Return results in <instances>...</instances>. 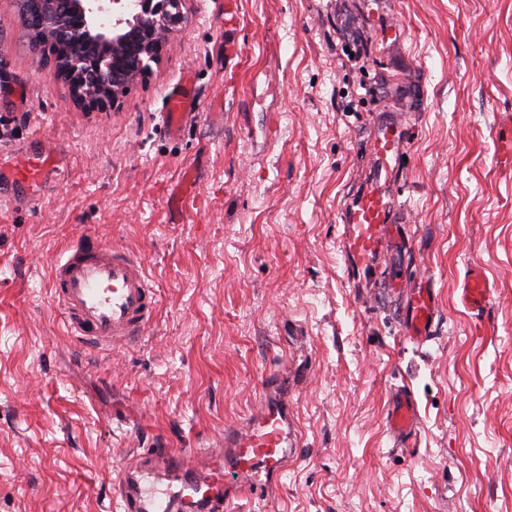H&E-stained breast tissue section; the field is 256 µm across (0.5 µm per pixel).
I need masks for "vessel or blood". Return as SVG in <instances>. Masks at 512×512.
Wrapping results in <instances>:
<instances>
[{
	"label": "vessel or blood",
	"mask_w": 512,
	"mask_h": 512,
	"mask_svg": "<svg viewBox=\"0 0 512 512\" xmlns=\"http://www.w3.org/2000/svg\"><path fill=\"white\" fill-rule=\"evenodd\" d=\"M198 104L197 89L183 82L165 101L170 134L181 131ZM406 126L390 115L377 118L370 135L372 171L350 199L340 236L348 262L368 270L389 250L409 251L402 229L406 209L400 202L396 175L408 152ZM387 291L403 296L402 334L423 344L435 333L438 299L431 279L418 287H403L400 267L388 266ZM49 288L61 315L65 336L76 346L100 354L136 344L150 329L157 309V290L143 257L102 239L78 238L51 261ZM490 289L480 274L464 279L461 301L481 315ZM288 392L278 383L266 384L258 410L242 425L226 429L224 446L216 452L188 455L169 448H151L119 473L124 512H224L234 495L263 499L281 477L291 447ZM395 447H413L419 413L413 392L391 390L385 413ZM240 478L238 489L224 484L225 471Z\"/></svg>",
	"instance_id": "vessel-or-blood-1"
}]
</instances>
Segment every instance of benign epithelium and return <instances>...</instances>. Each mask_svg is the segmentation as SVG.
Here are the masks:
<instances>
[{
	"label": "benign epithelium",
	"mask_w": 512,
	"mask_h": 512,
	"mask_svg": "<svg viewBox=\"0 0 512 512\" xmlns=\"http://www.w3.org/2000/svg\"><path fill=\"white\" fill-rule=\"evenodd\" d=\"M183 22L169 0H74L70 18L48 13L40 28L63 49L62 72L71 81L96 78V86L77 95L76 103L105 110L117 107L124 93L116 77L138 75L158 60L166 34Z\"/></svg>",
	"instance_id": "1"
}]
</instances>
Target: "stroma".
Here are the masks:
<instances>
[{
	"label": "stroma",
	"mask_w": 512,
	"mask_h": 512,
	"mask_svg": "<svg viewBox=\"0 0 512 512\" xmlns=\"http://www.w3.org/2000/svg\"><path fill=\"white\" fill-rule=\"evenodd\" d=\"M181 10L120 105L88 112L0 0V512H121L129 456L219 448L278 373L300 452L237 512H512V0H237L232 22L224 0ZM373 13L403 41L383 45ZM187 73L199 103L174 136L163 105ZM399 73L407 276L440 298L422 345L383 295L354 291L340 246ZM44 158L37 187L11 184ZM86 234L143 256L158 286L141 343L108 355L74 346L49 297L48 256ZM470 269L491 286L480 329L459 300ZM403 383L420 414L407 450L384 423Z\"/></svg>",
	"instance_id": "stroma-1"
}]
</instances>
